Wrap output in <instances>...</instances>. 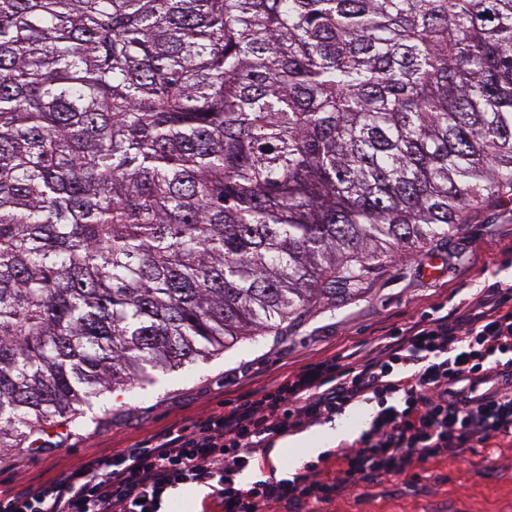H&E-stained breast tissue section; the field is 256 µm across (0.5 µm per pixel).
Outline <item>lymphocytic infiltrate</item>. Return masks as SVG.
Returning <instances> with one entry per match:
<instances>
[{
	"label": "lymphocytic infiltrate",
	"mask_w": 512,
	"mask_h": 512,
	"mask_svg": "<svg viewBox=\"0 0 512 512\" xmlns=\"http://www.w3.org/2000/svg\"><path fill=\"white\" fill-rule=\"evenodd\" d=\"M360 405L376 412L333 465L242 482L279 439ZM505 440L512 441V282L497 281L452 316L423 314L142 446L1 490L0 512H161L168 492L188 484L211 488L220 512H328L359 482L403 475L419 461L462 460Z\"/></svg>",
	"instance_id": "1"
}]
</instances>
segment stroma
I'll return each mask as SVG.
<instances>
[{
    "mask_svg": "<svg viewBox=\"0 0 512 512\" xmlns=\"http://www.w3.org/2000/svg\"><path fill=\"white\" fill-rule=\"evenodd\" d=\"M491 258L499 269H484ZM498 280L512 281V212H488L451 236L370 266L356 290L314 306L301 320L244 338L153 386L104 394L79 426L52 430L46 447L1 452L0 489L37 484L89 456L144 444L175 422L218 410L289 370L366 345L431 307L452 311L458 297ZM373 414L372 406H360L284 437L273 464L278 476L293 477L315 462V448L337 429L356 439ZM330 512H512V446L465 461L430 459L413 473L359 483Z\"/></svg>",
    "mask_w": 512,
    "mask_h": 512,
    "instance_id": "1",
    "label": "stroma"
}]
</instances>
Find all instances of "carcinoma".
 <instances>
[{"label": "carcinoma", "mask_w": 512, "mask_h": 512, "mask_svg": "<svg viewBox=\"0 0 512 512\" xmlns=\"http://www.w3.org/2000/svg\"><path fill=\"white\" fill-rule=\"evenodd\" d=\"M512 209V0H0V450Z\"/></svg>", "instance_id": "carcinoma-1"}]
</instances>
